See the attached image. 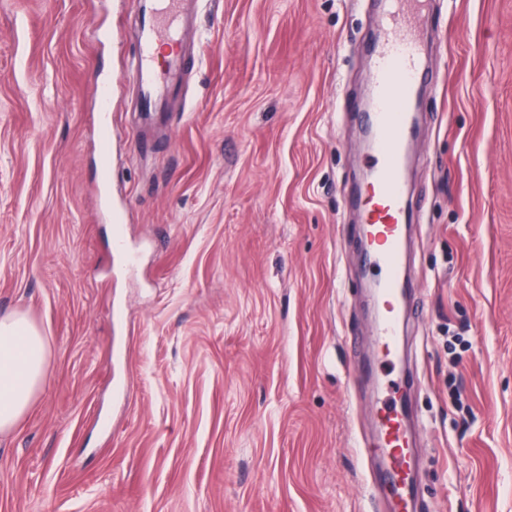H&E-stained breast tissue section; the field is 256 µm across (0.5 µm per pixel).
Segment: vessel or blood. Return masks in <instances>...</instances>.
<instances>
[{
	"label": "vessel or blood",
	"instance_id": "b4317fda",
	"mask_svg": "<svg viewBox=\"0 0 512 512\" xmlns=\"http://www.w3.org/2000/svg\"><path fill=\"white\" fill-rule=\"evenodd\" d=\"M197 2L156 0L152 14L143 16L134 32L140 51L142 104L147 111H165L166 102L178 85L177 62H170L166 71H158L155 47L162 40L179 43L183 31L196 21L193 7ZM422 77L416 44L387 41L375 72V106L367 115L376 137V176L372 182L376 202L369 215L372 250L367 259L385 272L380 336L389 346L397 342V305L406 297L405 227L410 214L406 203L404 151L413 135L414 93ZM382 419L381 453L385 468L376 475L375 482L394 500L397 512H410L413 445L403 428V410L396 402H387Z\"/></svg>",
	"mask_w": 512,
	"mask_h": 512
}]
</instances>
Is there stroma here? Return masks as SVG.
<instances>
[{
    "instance_id": "1",
    "label": "stroma",
    "mask_w": 512,
    "mask_h": 512,
    "mask_svg": "<svg viewBox=\"0 0 512 512\" xmlns=\"http://www.w3.org/2000/svg\"><path fill=\"white\" fill-rule=\"evenodd\" d=\"M143 5L0 0V314L53 351L0 435V512H388L391 398L421 512H512V0H200L160 127ZM383 29L428 72L396 354L347 203Z\"/></svg>"
}]
</instances>
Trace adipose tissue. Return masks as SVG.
<instances>
[{"mask_svg":"<svg viewBox=\"0 0 512 512\" xmlns=\"http://www.w3.org/2000/svg\"><path fill=\"white\" fill-rule=\"evenodd\" d=\"M53 352L25 315L0 317V434L12 431L47 379Z\"/></svg>","mask_w":512,"mask_h":512,"instance_id":"ef3b65f1","label":"adipose tissue"}]
</instances>
